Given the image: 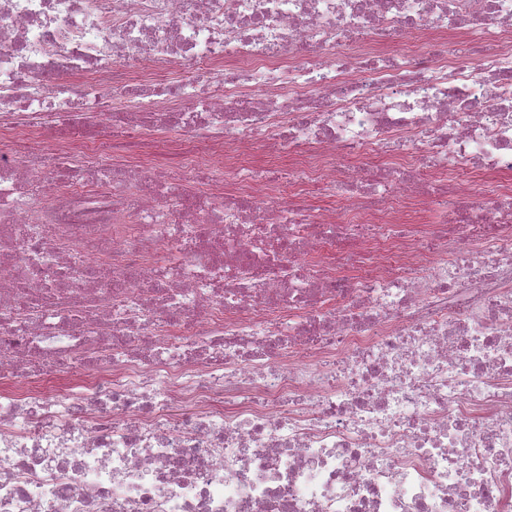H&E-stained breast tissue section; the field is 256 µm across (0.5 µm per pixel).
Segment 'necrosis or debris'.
Returning a JSON list of instances; mask_svg holds the SVG:
<instances>
[{
    "instance_id": "4bbe7bcc",
    "label": "necrosis or debris",
    "mask_w": 512,
    "mask_h": 512,
    "mask_svg": "<svg viewBox=\"0 0 512 512\" xmlns=\"http://www.w3.org/2000/svg\"><path fill=\"white\" fill-rule=\"evenodd\" d=\"M0 512H512V0H0Z\"/></svg>"
}]
</instances>
